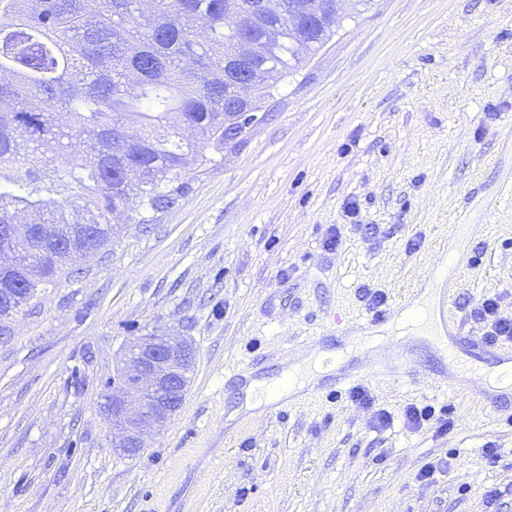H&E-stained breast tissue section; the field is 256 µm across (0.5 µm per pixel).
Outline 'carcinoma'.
<instances>
[{"instance_id": "carcinoma-1", "label": "carcinoma", "mask_w": 512, "mask_h": 512, "mask_svg": "<svg viewBox=\"0 0 512 512\" xmlns=\"http://www.w3.org/2000/svg\"><path fill=\"white\" fill-rule=\"evenodd\" d=\"M227 2L0 0V226L35 225L48 252L0 267L1 337L57 284L68 245L104 250L118 216L155 223L187 192L188 161L224 160V113L260 111L266 74L296 72L335 33L336 0H233L231 18Z\"/></svg>"}]
</instances>
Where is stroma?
Wrapping results in <instances>:
<instances>
[{
    "label": "stroma",
    "mask_w": 512,
    "mask_h": 512,
    "mask_svg": "<svg viewBox=\"0 0 512 512\" xmlns=\"http://www.w3.org/2000/svg\"><path fill=\"white\" fill-rule=\"evenodd\" d=\"M183 177L156 223L75 259L0 340V512H512V397L438 389L448 358L412 335L413 375H373L384 328L354 339L331 322H364L367 288L409 299L461 251L477 258L447 274L466 337H482L486 296L512 312V0H371L277 81L243 144ZM156 329L187 338L195 368L129 459L98 406L126 344ZM315 350L361 370L371 407L331 385L240 411V367L276 383ZM411 405L450 409L452 429L409 428ZM381 409L394 422L377 430Z\"/></svg>",
    "instance_id": "35a3bbf8"
}]
</instances>
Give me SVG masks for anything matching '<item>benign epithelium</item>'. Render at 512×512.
<instances>
[{"label":"benign epithelium","instance_id":"benign-epithelium-1","mask_svg":"<svg viewBox=\"0 0 512 512\" xmlns=\"http://www.w3.org/2000/svg\"><path fill=\"white\" fill-rule=\"evenodd\" d=\"M258 120L256 112L224 114V143L245 137ZM129 365L116 370L108 386L111 396L112 447L127 458L144 448L142 434L161 430L181 407L196 353L191 342L173 339L164 332L136 337L125 352Z\"/></svg>","mask_w":512,"mask_h":512}]
</instances>
